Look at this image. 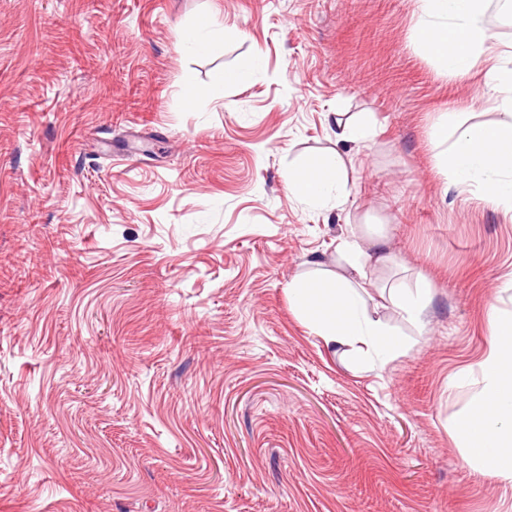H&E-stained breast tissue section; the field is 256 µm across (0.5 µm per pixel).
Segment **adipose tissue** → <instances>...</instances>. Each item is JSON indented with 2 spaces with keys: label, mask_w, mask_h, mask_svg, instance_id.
<instances>
[{
  "label": "adipose tissue",
  "mask_w": 512,
  "mask_h": 512,
  "mask_svg": "<svg viewBox=\"0 0 512 512\" xmlns=\"http://www.w3.org/2000/svg\"><path fill=\"white\" fill-rule=\"evenodd\" d=\"M418 2L420 43L449 74H468L493 40L484 20L486 0ZM500 108L499 120L470 124L456 136L444 165L454 183H478L488 196L512 211V97L502 100ZM287 188L294 198L309 204L344 198V157L337 152L318 166L289 173ZM342 248L348 255L349 274L314 270L294 279L288 295L325 346H345L353 356L367 354L383 362L394 358L399 345L384 341L383 324L366 308V268L372 255L357 236L344 241ZM488 328L493 349L481 365L484 387L475 415L463 421L460 432L470 462L492 468L495 476L512 482V466L498 465L505 448L512 446V430L503 427L504 421L512 422V375L505 372L512 366V316L490 312Z\"/></svg>",
  "instance_id": "adipose-tissue-1"
}]
</instances>
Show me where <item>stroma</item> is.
Segmentation results:
<instances>
[{"label": "stroma", "mask_w": 512, "mask_h": 512, "mask_svg": "<svg viewBox=\"0 0 512 512\" xmlns=\"http://www.w3.org/2000/svg\"><path fill=\"white\" fill-rule=\"evenodd\" d=\"M418 0H0V512H512L458 424L512 212L440 163L492 121L486 58L448 75ZM214 16L216 49L180 34ZM262 66L242 86L228 70ZM375 134L337 144V120ZM341 149L348 198L289 171ZM370 225L367 307L402 343L333 352L288 284ZM428 287L422 323L386 293Z\"/></svg>", "instance_id": "obj_1"}]
</instances>
